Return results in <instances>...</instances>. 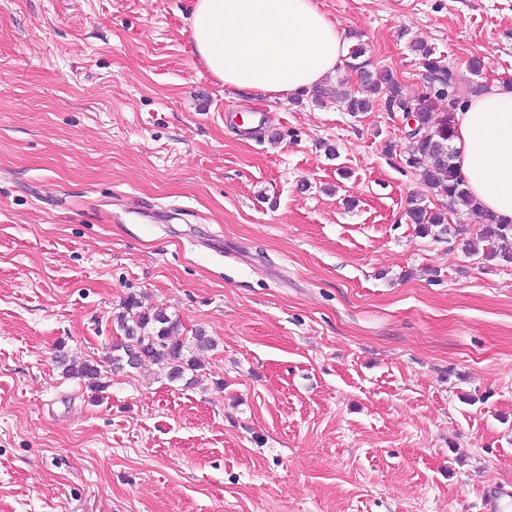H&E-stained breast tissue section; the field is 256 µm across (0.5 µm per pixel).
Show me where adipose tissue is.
I'll use <instances>...</instances> for the list:
<instances>
[{"label": "adipose tissue", "mask_w": 512, "mask_h": 512, "mask_svg": "<svg viewBox=\"0 0 512 512\" xmlns=\"http://www.w3.org/2000/svg\"><path fill=\"white\" fill-rule=\"evenodd\" d=\"M190 30L198 59L226 88L270 99L322 84L347 54L318 0H195ZM453 146L478 206L512 219V87L470 97Z\"/></svg>", "instance_id": "adipose-tissue-1"}]
</instances>
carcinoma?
I'll return each mask as SVG.
<instances>
[{"mask_svg":"<svg viewBox=\"0 0 512 512\" xmlns=\"http://www.w3.org/2000/svg\"><path fill=\"white\" fill-rule=\"evenodd\" d=\"M422 67L426 72V92L417 99L406 98L393 73L383 71L374 73L369 70L371 61L365 58L362 47H356L349 53L346 66L360 73L363 95L357 96L349 91L344 93L347 111L366 112L375 99L384 102L393 112H410L415 126L407 133L409 141L408 166L419 172L422 182L434 190L436 195L448 200V207H474L466 184L454 164V151L450 141L454 136V113L465 102L455 90V80L448 67L434 57L431 49L418 46ZM447 103L444 112L435 111L437 103ZM407 215L415 225L417 234L440 236L448 231V217L441 209H432L422 199L409 202ZM484 224L477 231L483 242V260L497 257V245L512 238V220L483 212ZM125 312L117 316V325L123 336L112 343V369L120 370L129 365V357L137 364L145 360L153 361L168 368V377L177 380L185 372L198 370L196 358L190 355V347L176 338L178 322L167 316L161 308H145L131 298L124 305ZM58 363L72 375L91 381L92 388H104L101 382V370L86 361L78 362L67 354L58 355Z\"/></svg>","mask_w":512,"mask_h":512,"instance_id":"cac0c4a2","label":"carcinoma"}]
</instances>
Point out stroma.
<instances>
[{
	"label": "stroma",
	"mask_w": 512,
	"mask_h": 512,
	"mask_svg": "<svg viewBox=\"0 0 512 512\" xmlns=\"http://www.w3.org/2000/svg\"><path fill=\"white\" fill-rule=\"evenodd\" d=\"M194 0H0V512H482L512 485V240L416 234L402 113L226 89ZM375 71L512 84V0H319ZM487 63L481 75L472 57ZM213 347L112 369L128 298ZM105 382L65 375L59 352ZM512 486L494 483L489 485L484 492L485 512H503L511 506Z\"/></svg>",
	"instance_id": "35a3bbf8"
}]
</instances>
